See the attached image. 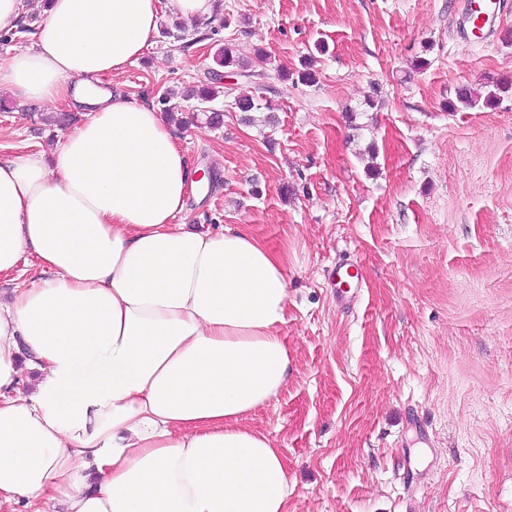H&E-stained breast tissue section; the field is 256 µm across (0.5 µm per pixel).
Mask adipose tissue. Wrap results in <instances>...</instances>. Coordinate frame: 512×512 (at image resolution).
<instances>
[{
    "label": "adipose tissue",
    "mask_w": 512,
    "mask_h": 512,
    "mask_svg": "<svg viewBox=\"0 0 512 512\" xmlns=\"http://www.w3.org/2000/svg\"><path fill=\"white\" fill-rule=\"evenodd\" d=\"M161 0H49L0 88L88 105L51 153L0 160V505L288 512L246 426L288 382L287 253L177 223L197 171L154 108L95 87L152 44ZM37 372L30 391L23 370Z\"/></svg>",
    "instance_id": "1"
}]
</instances>
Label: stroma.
Here are the masks:
<instances>
[{
	"label": "stroma",
	"mask_w": 512,
	"mask_h": 512,
	"mask_svg": "<svg viewBox=\"0 0 512 512\" xmlns=\"http://www.w3.org/2000/svg\"><path fill=\"white\" fill-rule=\"evenodd\" d=\"M488 39L472 0H221L223 27L186 43L163 5L152 45L113 93L156 104L263 50L278 123L175 130L216 180L178 223L241 227L288 254L280 328L289 381L246 420L281 448L290 512H512V0ZM312 60V84L282 81ZM374 98L373 109L364 101ZM0 157L51 152L50 108L0 91ZM360 267L347 307L329 278Z\"/></svg>",
	"instance_id": "1"
}]
</instances>
